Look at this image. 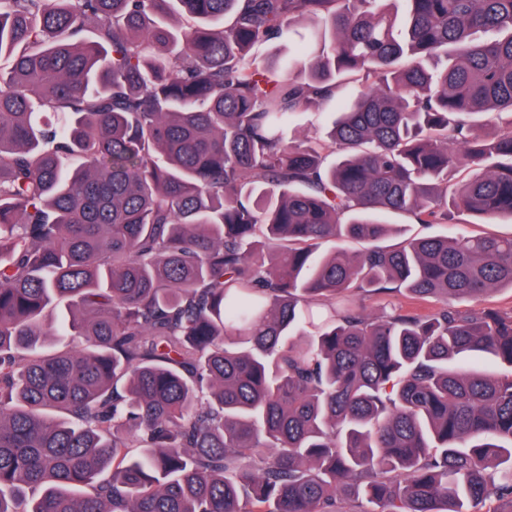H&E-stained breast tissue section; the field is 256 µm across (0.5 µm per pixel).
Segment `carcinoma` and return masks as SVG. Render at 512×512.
Returning <instances> with one entry per match:
<instances>
[{
    "label": "carcinoma",
    "instance_id": "obj_1",
    "mask_svg": "<svg viewBox=\"0 0 512 512\" xmlns=\"http://www.w3.org/2000/svg\"><path fill=\"white\" fill-rule=\"evenodd\" d=\"M0 61V512H512V311L449 305L512 235L381 220L512 217V0H0ZM361 89V82L354 84L347 92L338 97L320 102L308 112H301L293 119V129L300 139L326 140L327 132L331 129L335 114L343 97L352 91ZM391 224H400L398 232L387 238V243L394 245L407 238L423 236H452L457 232L465 231L470 234L492 233L498 235L512 234V221L503 219L495 224H468L477 221L467 215H459L455 222L458 224H416L412 217L405 215H392L385 217Z\"/></svg>",
    "mask_w": 512,
    "mask_h": 512
}]
</instances>
